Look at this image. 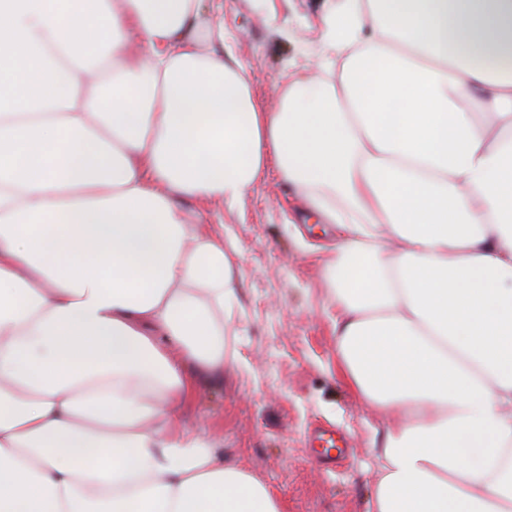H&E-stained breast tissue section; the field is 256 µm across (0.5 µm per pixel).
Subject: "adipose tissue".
Here are the masks:
<instances>
[{"instance_id":"ef3b65f1","label":"adipose tissue","mask_w":512,"mask_h":512,"mask_svg":"<svg viewBox=\"0 0 512 512\" xmlns=\"http://www.w3.org/2000/svg\"><path fill=\"white\" fill-rule=\"evenodd\" d=\"M200 0H0V512H282L185 426L240 271L177 201L268 161L342 232L371 512H512V0H343L258 108Z\"/></svg>"}]
</instances>
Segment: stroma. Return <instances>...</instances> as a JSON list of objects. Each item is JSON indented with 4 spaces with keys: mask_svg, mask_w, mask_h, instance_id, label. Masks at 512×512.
<instances>
[{
    "mask_svg": "<svg viewBox=\"0 0 512 512\" xmlns=\"http://www.w3.org/2000/svg\"><path fill=\"white\" fill-rule=\"evenodd\" d=\"M337 0H201V48L223 31L248 68L264 110L280 100L284 75H310L321 57V16ZM195 222L217 227L242 272L238 304L224 334V373L201 383L187 425L215 441L240 469L263 480L285 512H368L379 477L386 416L366 405L337 372L324 258L335 225L307 218L296 190L275 166L237 204L184 200ZM347 446L320 460L317 428Z\"/></svg>",
    "mask_w": 512,
    "mask_h": 512,
    "instance_id": "35a3bbf8",
    "label": "stroma"
}]
</instances>
